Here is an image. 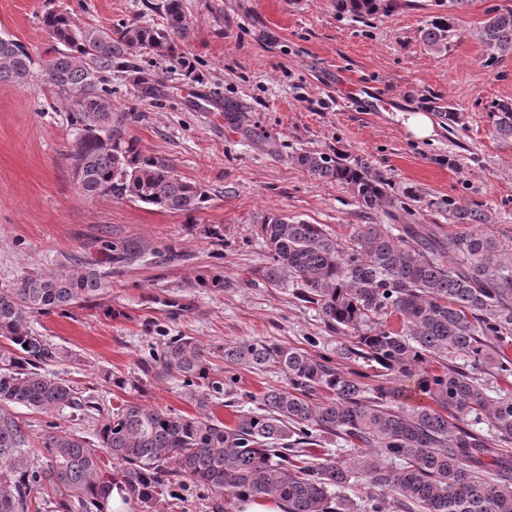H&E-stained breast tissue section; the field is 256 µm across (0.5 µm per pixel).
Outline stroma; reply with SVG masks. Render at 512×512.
<instances>
[{
	"label": "stroma",
	"mask_w": 512,
	"mask_h": 512,
	"mask_svg": "<svg viewBox=\"0 0 512 512\" xmlns=\"http://www.w3.org/2000/svg\"><path fill=\"white\" fill-rule=\"evenodd\" d=\"M433 2L402 0L390 15L358 21L337 14L332 0H184L190 69L144 54L113 63L111 83L112 110L143 156L202 187L207 201L190 216L85 197L65 105L41 76L0 83V287L78 259L108 282L99 298L33 319L70 354L52 373L106 413L134 401L189 414L180 379L141 369L165 337L196 338L217 375L225 344L241 339L303 348L313 338L318 351L335 349L316 312L264 276L259 222L271 212L345 242L360 224H447L452 200L488 211L491 231L511 241L512 142L496 137L489 112L512 101V55L485 66L476 31L490 8L512 0H470L462 36L441 53L419 37ZM49 10L68 11L83 28L162 22L145 0H0V37L41 58ZM138 66L150 86L139 84ZM448 106L461 116L452 129L436 115ZM417 109L433 116L425 140L404 124ZM303 152L366 163L389 178L393 197L411 186L421 198L394 217L365 213L346 188L293 163ZM129 245L140 259L113 263V249ZM216 274L223 288L199 285ZM235 377L233 393L214 406L229 423L253 409L251 395L283 384L272 370L241 368Z\"/></svg>",
	"instance_id": "stroma-1"
}]
</instances>
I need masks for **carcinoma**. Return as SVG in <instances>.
Instances as JSON below:
<instances>
[{
	"label": "carcinoma",
	"mask_w": 512,
	"mask_h": 512,
	"mask_svg": "<svg viewBox=\"0 0 512 512\" xmlns=\"http://www.w3.org/2000/svg\"><path fill=\"white\" fill-rule=\"evenodd\" d=\"M399 0H334L356 20L388 15ZM441 13L420 30L436 52L461 36L469 0H435ZM165 25L141 20L80 28L67 12L42 23L54 45L43 79L69 101L75 134L71 160L82 193L191 215L202 188L145 158L112 117V62L145 52L189 68L183 0H163ZM486 63L512 54V7L488 11L477 31ZM34 60L0 38V82L24 84ZM492 127L512 140V102L490 111ZM311 176L347 187L367 212L394 204L385 175L338 156L298 153ZM448 220L465 232L443 236L433 224H360L342 243L319 224L264 216L265 278L292 286L295 298L341 336L331 356L267 338L224 346L228 376L209 368L210 352L187 336L165 342L148 368L179 377L194 407L173 414L127 402L101 415L97 442L47 424L38 440L45 466L28 468L33 448L23 406L72 416L96 409L70 381L52 375L69 353L35 332L31 318L88 302L107 288L93 269L27 274L0 288V512H112V486L123 503L164 512L172 488L202 487L222 502L247 492L287 504L288 512H512V387L492 392L475 376L489 368L512 377V242L497 238L489 214L448 201ZM464 358V363L456 359ZM344 362L370 372L345 371ZM272 369L284 385L229 425L213 410L231 393L234 370ZM414 379L432 401L407 406L397 383ZM342 444L322 458L314 446Z\"/></svg>",
	"instance_id": "cac0c4a2"
}]
</instances>
